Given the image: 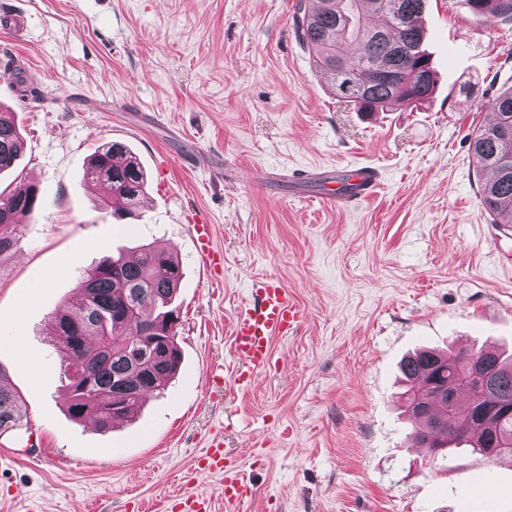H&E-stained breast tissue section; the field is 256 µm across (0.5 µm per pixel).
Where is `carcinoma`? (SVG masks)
<instances>
[{
    "label": "carcinoma",
    "mask_w": 512,
    "mask_h": 512,
    "mask_svg": "<svg viewBox=\"0 0 512 512\" xmlns=\"http://www.w3.org/2000/svg\"><path fill=\"white\" fill-rule=\"evenodd\" d=\"M298 0L293 30L320 75L336 96L358 112H377L392 103L417 104L433 97L438 76L431 61L420 18L426 0ZM470 10L490 23L512 22V0H466ZM347 72L336 73V57ZM393 71L396 79L378 81L376 70ZM493 119L470 137L476 167L488 173L480 182V200L496 224H512V86L489 102ZM23 141L13 113L0 110V174L11 171ZM84 178L111 187L105 209L133 215L145 195L147 173L123 143L108 142L88 160ZM36 185L22 184L0 192V255L18 243L17 224L39 208ZM173 252L153 243L139 247L131 262L123 253L103 257L77 281V301L52 312L50 325L60 352V377L66 411L75 421L90 419L100 429L138 413L146 395L165 389L181 363L176 342L182 281ZM148 330L164 334L166 364L147 366L154 349L137 341ZM484 360L488 391L469 379L466 357ZM83 361L80 382L72 378L73 361ZM407 385L405 412L420 424L416 438L429 442L435 454L448 456V445H466L495 459H512V361L491 347L446 352L423 349L403 359ZM468 397L465 407L456 393ZM440 402L441 413L429 411ZM20 397L0 374V436L22 429Z\"/></svg>",
    "instance_id": "cac0c4a2"
}]
</instances>
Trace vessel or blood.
Returning a JSON list of instances; mask_svg holds the SVG:
<instances>
[{"label":"vessel or blood","instance_id":"vessel-or-blood-1","mask_svg":"<svg viewBox=\"0 0 512 512\" xmlns=\"http://www.w3.org/2000/svg\"><path fill=\"white\" fill-rule=\"evenodd\" d=\"M353 191L337 188L336 192L321 194L328 205L353 206L373 196L381 184L377 167L365 165L351 173ZM196 250L201 260L211 269L223 271L224 255L212 247L211 227L197 224L193 227ZM304 319V311L293 295L279 281L259 280L253 283L248 301L237 317L232 330V348L243 366L236 374V384L244 386L252 376L263 371L272 358L271 341L274 337L297 332ZM254 485L242 476L224 480L225 512H240L241 504L252 499Z\"/></svg>","mask_w":512,"mask_h":512}]
</instances>
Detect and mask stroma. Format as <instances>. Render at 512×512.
<instances>
[{
    "label": "stroma",
    "mask_w": 512,
    "mask_h": 512,
    "mask_svg": "<svg viewBox=\"0 0 512 512\" xmlns=\"http://www.w3.org/2000/svg\"><path fill=\"white\" fill-rule=\"evenodd\" d=\"M295 3L0 0V104L24 139L0 183L40 191L0 256V374L25 424L0 437V512H167L186 485L219 499L223 478L199 469L218 432L256 488L241 512H512V462L461 448L432 462L398 385L422 346L512 352V237L483 208L468 149L512 75V27L427 0L437 93L367 117L296 42ZM110 141L147 170L138 218L113 220L84 179ZM361 164L383 186L352 208L288 179ZM196 222L212 227L223 279L195 251ZM153 242L182 265L180 369L131 420L74 422L49 316L104 254ZM266 277L306 319L244 391L231 333ZM478 477L490 492L469 497Z\"/></svg>",
    "instance_id": "1"
}]
</instances>
